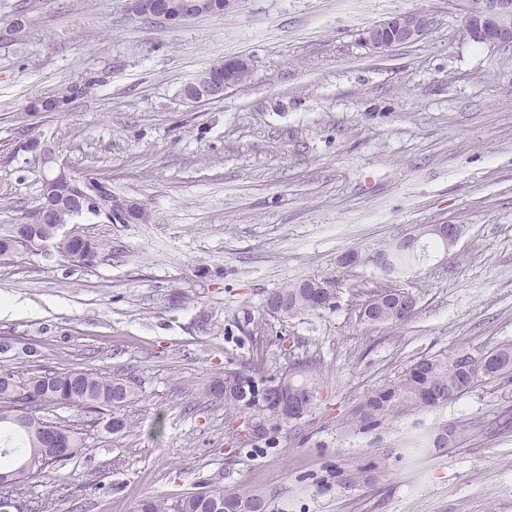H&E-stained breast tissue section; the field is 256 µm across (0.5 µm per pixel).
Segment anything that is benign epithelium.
Wrapping results in <instances>:
<instances>
[{"instance_id": "obj_1", "label": "benign epithelium", "mask_w": 512, "mask_h": 512, "mask_svg": "<svg viewBox=\"0 0 512 512\" xmlns=\"http://www.w3.org/2000/svg\"><path fill=\"white\" fill-rule=\"evenodd\" d=\"M148 8L165 23L177 27L190 19L191 7L185 3L174 4L172 0H127V8L135 11ZM462 10L465 13V34L475 43L497 48L512 47V0H463ZM433 26V17L428 13L408 12L379 21L363 31V42L375 53H384L394 46L413 43L423 39ZM251 74V63L240 57L229 58L224 62V80L217 81L200 75L189 85L196 88L202 101L220 99L224 91L238 86L243 79ZM36 169L54 167L58 173H65V164L59 159L56 151L43 146L35 155ZM54 198L50 193L40 203V214L28 217L27 224H43L47 222L55 207ZM118 215L132 218L141 212L139 202L124 198L114 202ZM77 225L60 224L54 239H44L37 246L39 251L58 249V244L77 234ZM430 232L454 244L460 237L461 229L455 224H433Z\"/></svg>"}]
</instances>
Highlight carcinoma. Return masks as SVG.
Segmentation results:
<instances>
[{
    "mask_svg": "<svg viewBox=\"0 0 512 512\" xmlns=\"http://www.w3.org/2000/svg\"><path fill=\"white\" fill-rule=\"evenodd\" d=\"M102 78L92 76L79 82L63 84L49 103L66 107L73 101L90 94ZM80 189L100 201L92 205L87 214L104 218L110 224H124L126 220L116 216L109 208L112 203V182L88 175H74ZM78 189V190H80ZM72 189L71 193H78ZM69 201L58 207L54 223L30 226L28 224L0 225V260H8L28 253L32 246L56 233V223L70 220ZM109 244L78 235L60 244L61 253L82 264L84 258L96 259L107 250ZM345 266L365 262H377L391 272L402 273L416 259V246L393 247L380 250L374 257H364L356 251L345 253ZM335 281L328 277H314L297 284L271 292L265 301L264 312L277 313L290 318L305 312L332 309L336 306ZM414 313L410 307L405 312L397 309V299L380 303L376 315L360 320L371 324L403 323ZM512 375V344H503L483 353L474 354L460 349L450 355L440 353L423 357L411 364L396 379L366 393L352 409L348 423L352 429L362 433L379 428L387 419L396 415L424 411L444 405L482 382ZM288 380V391L303 397L317 392V387L306 365H292L278 377H250L235 386L221 384L216 376L204 384L206 396L224 404L227 413L246 412L254 417L264 430L260 441L271 444L272 435L284 430L290 424L302 419L304 413L297 409L283 413L271 405L261 388ZM138 397L136 384L130 377H121L92 370L77 371L41 367L35 372L21 373L11 368L0 367V471H18L14 485L1 489L3 493L26 496L29 482L46 469L53 468L81 455L84 449L82 428L78 424L92 426L103 415L120 422L118 429L105 426L109 433L127 432L131 423L120 410L135 402ZM67 408L77 418V423L46 419L40 412L50 408ZM22 409L32 424L20 423L15 410ZM55 438V447L61 452L39 462L33 473L21 470L34 453L49 445V438ZM267 498L257 492L237 493L224 490V486L209 482L194 491L177 496L150 495L141 499L135 512H212L215 506L224 512H243V507L255 504L266 505Z\"/></svg>",
    "mask_w": 512,
    "mask_h": 512,
    "instance_id": "obj_1",
    "label": "carcinoma"
}]
</instances>
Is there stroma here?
<instances>
[{"label":"stroma","mask_w":512,"mask_h":512,"mask_svg":"<svg viewBox=\"0 0 512 512\" xmlns=\"http://www.w3.org/2000/svg\"><path fill=\"white\" fill-rule=\"evenodd\" d=\"M416 11L434 20L423 40L363 45L367 27ZM464 25L458 0H236L177 27L124 0H0V224L39 196L34 141L155 217L81 220L111 247L90 267L55 251L0 264V300L20 305L0 318V366L139 386L131 431L87 428L83 454L31 495L55 491L51 512H133L210 480L266 493L270 512H512V378L368 433L347 424L422 357L512 343V48L474 43ZM230 57L250 61L244 84L182 97ZM90 75L101 84L67 111H27ZM426 224L462 234L404 276L339 263ZM317 276L336 279L335 308L264 314L270 292ZM389 281L415 297L412 318L361 322L362 289ZM295 362L319 393L269 447L201 392L228 367L260 379ZM447 424L462 439L434 447Z\"/></svg>","instance_id":"1"}]
</instances>
